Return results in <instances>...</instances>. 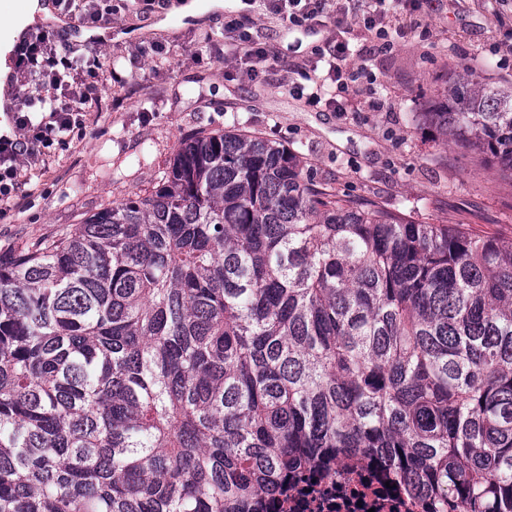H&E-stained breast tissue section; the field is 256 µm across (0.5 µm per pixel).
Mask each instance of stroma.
<instances>
[{
  "mask_svg": "<svg viewBox=\"0 0 512 512\" xmlns=\"http://www.w3.org/2000/svg\"><path fill=\"white\" fill-rule=\"evenodd\" d=\"M99 25L112 36L91 50L121 84L84 107L85 125L69 149L25 166L14 202L0 217V252L51 238L113 202L153 191L184 137L197 130H239L282 143L305 158L313 178L339 194L372 199L427 224L512 238V182L465 149L439 147L424 114L435 89L462 67L512 79V0H420V24L388 51H376L371 78L347 92L348 109L312 106L289 91L273 66L257 81L224 60V19L246 11L289 65L334 37L333 27L291 29L262 0H200L201 16H168L166 0H114ZM166 28H159V21ZM161 47L143 58L141 47ZM380 110H370L371 102Z\"/></svg>",
  "mask_w": 512,
  "mask_h": 512,
  "instance_id": "1",
  "label": "stroma"
}]
</instances>
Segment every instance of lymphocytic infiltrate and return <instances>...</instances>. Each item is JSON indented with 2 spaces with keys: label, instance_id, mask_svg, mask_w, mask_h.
Returning <instances> with one entry per match:
<instances>
[{
  "label": "lymphocytic infiltrate",
  "instance_id": "f902f5d3",
  "mask_svg": "<svg viewBox=\"0 0 512 512\" xmlns=\"http://www.w3.org/2000/svg\"><path fill=\"white\" fill-rule=\"evenodd\" d=\"M352 0H268L269 7L292 26H309L325 18L337 24L354 20L382 39L387 0H373L374 8L358 13L350 8ZM224 34L230 46L229 56L241 77L256 79L267 69L270 51L251 24L240 18L224 23ZM317 61L327 68L325 77H313L306 68L298 73L315 82L311 102H325L341 109L342 104L329 96L325 85L348 88L359 71L346 66L348 47L345 42L325 43L315 51ZM15 69L25 97L10 113L9 121L0 129V201L9 199L22 182L23 159H38L54 147L69 143L83 128L80 106L88 102L104 85L100 61L96 55L80 53L78 47L63 40L53 29H45L31 37H23L14 50Z\"/></svg>",
  "mask_w": 512,
  "mask_h": 512
}]
</instances>
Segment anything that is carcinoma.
Instances as JSON below:
<instances>
[{
  "mask_svg": "<svg viewBox=\"0 0 512 512\" xmlns=\"http://www.w3.org/2000/svg\"><path fill=\"white\" fill-rule=\"evenodd\" d=\"M512 177V81L427 113ZM341 456L512 512V238L360 203L258 134L0 258V512H253Z\"/></svg>",
  "mask_w": 512,
  "mask_h": 512,
  "instance_id": "obj_1",
  "label": "carcinoma"
}]
</instances>
